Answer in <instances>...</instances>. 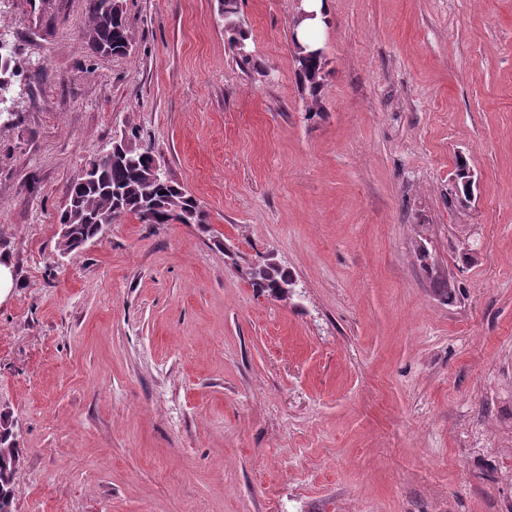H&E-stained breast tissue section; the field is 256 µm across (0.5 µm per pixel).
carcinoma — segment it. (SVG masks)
I'll return each instance as SVG.
<instances>
[{"instance_id":"cac0c4a2","label":"carcinoma","mask_w":512,"mask_h":512,"mask_svg":"<svg viewBox=\"0 0 512 512\" xmlns=\"http://www.w3.org/2000/svg\"><path fill=\"white\" fill-rule=\"evenodd\" d=\"M218 12L230 47L245 64L251 62L248 31L240 20L236 0H218ZM131 33L126 9L116 4L107 12L98 0H89L88 19L82 36L89 49L97 54L126 56L130 54ZM305 49L294 46L293 62L300 85L312 101L320 100L326 59L312 60ZM16 67L12 57L0 58V89L14 87ZM158 163L153 149L139 142V130L127 126V136L112 142L109 149L89 157L84 165L92 169V178L74 177L65 189L66 203L59 221L72 225L68 249L75 250L98 234V225L127 215L141 217L150 212L158 224L177 221L181 224H207L206 215L197 199L175 183L167 172L155 168ZM249 280L254 288L268 286L281 290L290 286L292 276L279 265L264 261L249 267ZM21 463V449L16 446L7 425L0 426V489L13 486L14 475Z\"/></svg>"}]
</instances>
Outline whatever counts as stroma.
Returning <instances> with one entry per match:
<instances>
[{
  "label": "stroma",
  "mask_w": 512,
  "mask_h": 512,
  "mask_svg": "<svg viewBox=\"0 0 512 512\" xmlns=\"http://www.w3.org/2000/svg\"><path fill=\"white\" fill-rule=\"evenodd\" d=\"M125 4L134 50L109 58L82 38L87 0H0L26 88L0 123L13 512H497L512 0H332L315 115L294 0H238L247 65L217 0ZM130 123L207 226L129 215L58 256L67 183ZM263 259L292 297L252 288ZM305 51L307 50L300 49L298 45L293 48L292 58L295 72L300 85L308 91L312 101L317 104L322 91L324 70L327 64L326 57L321 60L308 59L304 56Z\"/></svg>",
  "instance_id": "35a3bbf8"
}]
</instances>
